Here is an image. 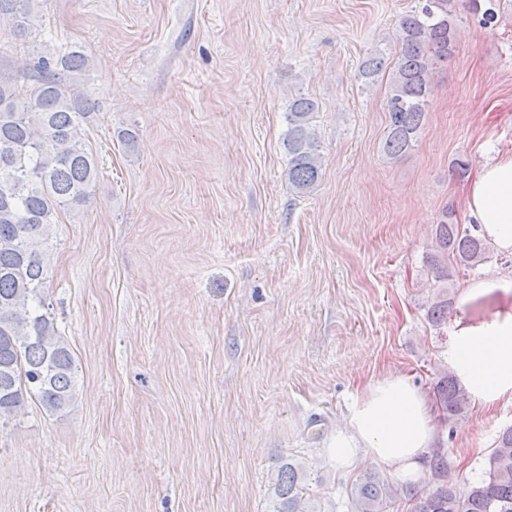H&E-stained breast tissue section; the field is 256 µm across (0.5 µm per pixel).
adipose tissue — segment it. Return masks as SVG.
<instances>
[{
  "label": "adipose tissue",
  "instance_id": "obj_1",
  "mask_svg": "<svg viewBox=\"0 0 512 512\" xmlns=\"http://www.w3.org/2000/svg\"><path fill=\"white\" fill-rule=\"evenodd\" d=\"M466 207L500 253L512 255V154L485 162L467 187ZM472 395L490 405L512 396V312L459 329L451 355ZM437 441L434 406L407 376L388 373L356 393L327 452L344 468L364 456L399 478L417 475Z\"/></svg>",
  "mask_w": 512,
  "mask_h": 512
}]
</instances>
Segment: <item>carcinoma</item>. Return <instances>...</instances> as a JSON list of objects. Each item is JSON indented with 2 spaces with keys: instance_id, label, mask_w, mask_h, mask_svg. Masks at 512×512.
<instances>
[{
  "instance_id": "cac0c4a2",
  "label": "carcinoma",
  "mask_w": 512,
  "mask_h": 512,
  "mask_svg": "<svg viewBox=\"0 0 512 512\" xmlns=\"http://www.w3.org/2000/svg\"><path fill=\"white\" fill-rule=\"evenodd\" d=\"M44 0H0V19L25 37L42 17ZM398 51L387 94L388 132L384 150L404 154L420 131L429 108L433 65L454 52L452 0H423L420 10L401 17ZM90 67L80 46L46 51L25 65L23 82L0 78V419L18 413L25 399L59 413L75 399L78 367L43 296L47 251L61 213L89 202L97 179V160L82 137L95 102L71 85ZM382 60L369 57L359 70L373 82ZM317 103L298 97L288 106L285 142L288 181L299 194L321 177V155L313 125ZM490 243L453 222L443 211L426 262L436 281H453L460 268L485 262ZM452 301L444 294L427 310L435 326L448 320ZM444 416L455 419L470 408V394L456 376L444 373L434 386ZM299 469L284 463L277 474V512H304ZM431 487L416 495L412 512H512V427L495 440L482 478L460 490L448 483V458L435 448L430 460ZM392 489L372 476L355 490L356 512H387Z\"/></svg>"
}]
</instances>
